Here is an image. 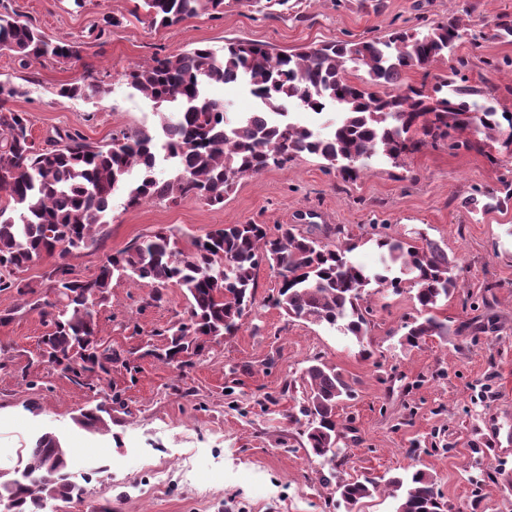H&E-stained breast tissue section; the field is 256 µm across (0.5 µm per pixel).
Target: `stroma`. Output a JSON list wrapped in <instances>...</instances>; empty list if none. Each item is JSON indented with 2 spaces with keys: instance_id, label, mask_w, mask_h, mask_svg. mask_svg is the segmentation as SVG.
<instances>
[{
  "instance_id": "obj_1",
  "label": "stroma",
  "mask_w": 512,
  "mask_h": 512,
  "mask_svg": "<svg viewBox=\"0 0 512 512\" xmlns=\"http://www.w3.org/2000/svg\"><path fill=\"white\" fill-rule=\"evenodd\" d=\"M373 12L364 0H299V19L235 8L153 28L140 0H11L20 20L32 21L52 42L77 41L80 60H41L20 68L0 54V80L20 85L15 109L29 113L43 141L78 129L107 143L113 131L157 124L153 103L123 81L125 72L155 56L199 45L222 52L225 42L249 41L281 52L336 40H369L395 28L419 29L461 16L467 27L453 49L466 56L478 103L512 113V44L472 42L512 0H384ZM120 26L98 34L102 14ZM105 90L99 99L60 96L79 82L85 65ZM512 179V146L485 152L427 147L398 160L374 156L359 179L344 181L322 159L304 154L239 181L223 207L191 198L178 205L155 199L112 217L76 260L82 277L97 274L106 255L125 249L159 226L174 227L178 246L225 224L252 221L275 232L295 224L344 227L359 240L357 260L372 261V234H424L456 264L462 287L438 311L448 339L401 345L400 326L414 314L409 284L376 287L369 338L352 342L336 330L287 318L271 299L279 280L268 264L256 272V301L242 330L207 341L184 366L155 353L163 331L186 318L177 285L152 301L153 285L113 279L98 306L102 340L114 354L103 381L75 382L62 367L37 362L45 332L37 312L13 293H0V474L20 475L32 440L56 434L70 450V471L83 483V501L49 502L45 512H395L382 492L347 507L337 486L382 480L417 467L431 474L449 512H512V206L474 212L475 190ZM336 366L352 388L337 409L341 457L322 463L304 449L305 423L289 414L303 399L293 384L313 359ZM111 401L110 434L83 429L79 414Z\"/></svg>"
}]
</instances>
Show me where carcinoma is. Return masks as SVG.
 <instances>
[{
	"mask_svg": "<svg viewBox=\"0 0 512 512\" xmlns=\"http://www.w3.org/2000/svg\"><path fill=\"white\" fill-rule=\"evenodd\" d=\"M264 13L274 7L288 10L290 0H232ZM226 0H142L150 26L170 27L201 13L224 12ZM461 19H448L432 28L399 29L371 40H337L300 52L274 54L256 43L230 42L219 55L195 47L155 57L125 74L126 81L158 107L160 125L154 131L123 129L108 145H96L78 130L57 131L38 144L32 137L29 113L14 109L19 88L0 81V292L24 298L39 313L47 332L39 357L64 366L76 378L109 374L112 350H100L95 307L109 299L112 279L127 277L160 289L175 284L189 300L188 317L165 333L168 346L159 358L167 363L177 355L195 353L206 339L233 336L255 300L256 271L266 261L281 279L272 303L290 318L327 325L361 343L368 335L367 306L372 284L415 287L416 315L404 322L401 344L416 347L428 337L448 336V323L436 310L460 285L456 265L431 240L420 245L381 235L382 272L370 273L354 261V242L330 248L294 224H282L270 234L262 224H226L195 240L189 252L177 246L174 229L160 227L116 254H110L93 278L76 273L73 260L93 231L112 213L113 197L125 193V206L161 199L176 205L189 197L221 208L224 198L246 176L286 165L300 154L316 155L345 180H356L366 160L381 151L392 160L418 152L440 140L456 150L483 151L485 142L503 131L492 107L479 108L465 100L477 93L465 85L469 61L456 58L448 76L432 84L408 83V74L429 77L461 38ZM491 38L512 43V12L496 14ZM0 49L26 65L51 57L81 59V43H51L31 21H21L0 0ZM362 62L367 77L353 80L347 63ZM244 82L250 92L271 107L290 100L305 112L341 109L334 129L321 136L302 123L282 120L267 125L260 119L230 121L224 104L207 88ZM100 86L92 73L83 83L60 88L64 97H92ZM470 130L473 139L455 133ZM168 148L181 166L162 180L156 175L158 151ZM482 209L492 211L512 200V180L480 192ZM51 259L44 273L46 291L23 282L18 273ZM305 390L300 412L309 418L308 453L334 463L339 455L336 409L350 386L336 368L313 360L299 376ZM77 422L109 432L112 407L98 404L83 411ZM67 450L51 433L26 449L20 476L0 474V500L15 512H41L51 500L70 503L83 499L85 489L70 480ZM385 486L398 500L395 512H446V503L432 475L423 470L390 477ZM380 488L373 478L339 486L350 506Z\"/></svg>",
	"mask_w": 512,
	"mask_h": 512,
	"instance_id": "1",
	"label": "carcinoma"
}]
</instances>
